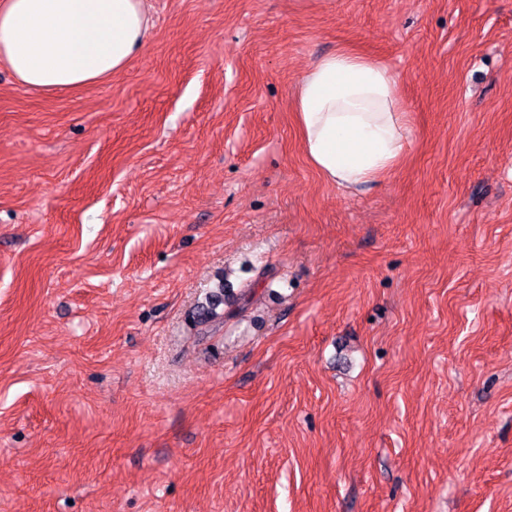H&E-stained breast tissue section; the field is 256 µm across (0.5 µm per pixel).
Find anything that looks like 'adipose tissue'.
Segmentation results:
<instances>
[{
	"label": "adipose tissue",
	"mask_w": 512,
	"mask_h": 512,
	"mask_svg": "<svg viewBox=\"0 0 512 512\" xmlns=\"http://www.w3.org/2000/svg\"><path fill=\"white\" fill-rule=\"evenodd\" d=\"M146 0H0V65L27 87L74 90L122 72L151 37ZM305 155L328 183L355 191L405 154L411 119L397 75L346 47L294 90Z\"/></svg>",
	"instance_id": "ef3b65f1"
}]
</instances>
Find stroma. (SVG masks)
Masks as SVG:
<instances>
[{"instance_id":"35a3bbf8","label":"stroma","mask_w":512,"mask_h":512,"mask_svg":"<svg viewBox=\"0 0 512 512\" xmlns=\"http://www.w3.org/2000/svg\"><path fill=\"white\" fill-rule=\"evenodd\" d=\"M149 7L111 80L0 66V512H512V0ZM341 46L412 120L354 192L294 119Z\"/></svg>"}]
</instances>
